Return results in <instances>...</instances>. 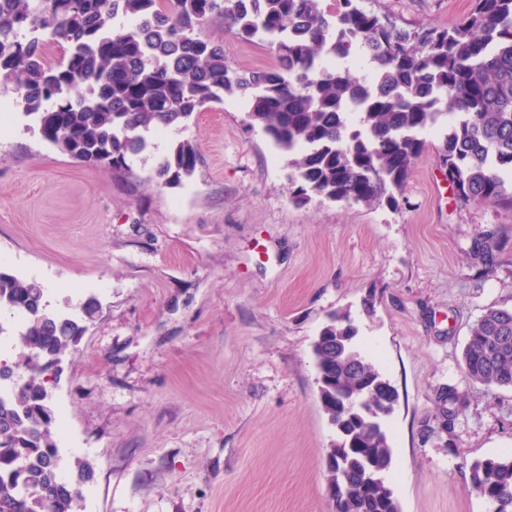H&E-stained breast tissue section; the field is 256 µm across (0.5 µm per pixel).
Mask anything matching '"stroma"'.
Instances as JSON below:
<instances>
[{"label":"stroma","mask_w":512,"mask_h":512,"mask_svg":"<svg viewBox=\"0 0 512 512\" xmlns=\"http://www.w3.org/2000/svg\"><path fill=\"white\" fill-rule=\"evenodd\" d=\"M398 27H445L472 0H366ZM238 71L272 64L268 45L212 20ZM239 97L155 140L130 178L90 168L28 130L0 126V269L34 278L52 310H99L49 377L62 466L90 461L81 512H332L326 453L336 431L319 401L312 345L337 311L398 394L385 426L401 512H488L470 467L512 449V389L468 380L463 349L486 308L512 307V212L456 200L425 150L398 207L286 189V158L244 121ZM195 141L177 186L158 156ZM498 243L491 272L474 241ZM461 401L439 427L438 395ZM200 161L197 145L189 139L176 141L168 152L157 162L155 173L161 179L159 186L179 184L183 178H190Z\"/></svg>","instance_id":"1"}]
</instances>
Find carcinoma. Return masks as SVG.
Masks as SVG:
<instances>
[{"instance_id":"carcinoma-1","label":"carcinoma","mask_w":512,"mask_h":512,"mask_svg":"<svg viewBox=\"0 0 512 512\" xmlns=\"http://www.w3.org/2000/svg\"><path fill=\"white\" fill-rule=\"evenodd\" d=\"M248 41L267 43L276 64L240 72L224 46L207 37L213 19ZM61 56L52 60L48 50ZM243 99L258 126L288 156L292 200L373 205L396 202L425 142L443 130L439 166L457 198L512 211V0H474L448 28L407 31L365 10L359 0H0V98L10 96L42 141L90 167L133 174L157 132L185 127L224 96ZM200 161L183 139L157 162L159 185L190 178ZM495 243L474 242V265L492 268ZM25 316L17 342L23 363L0 362L26 376L0 395V512H77L93 467L66 481L56 465V417L43 375L81 336V318L47 309L45 288L0 269V312ZM348 313L331 317L314 343L319 400L331 422L343 389L385 413L383 375L354 344ZM467 377L512 389V307L487 308L463 350ZM440 402L453 415L452 386ZM326 455L328 491H342L339 512H400L387 482L392 450L386 430L356 421ZM470 481L492 512H512V453L477 461Z\"/></svg>"}]
</instances>
